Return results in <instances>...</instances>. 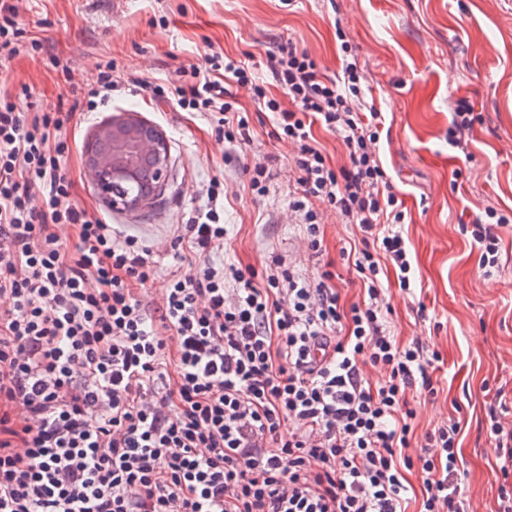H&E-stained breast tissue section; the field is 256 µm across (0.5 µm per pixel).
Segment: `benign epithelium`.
I'll use <instances>...</instances> for the list:
<instances>
[{"label": "benign epithelium", "instance_id": "1", "mask_svg": "<svg viewBox=\"0 0 512 512\" xmlns=\"http://www.w3.org/2000/svg\"><path fill=\"white\" fill-rule=\"evenodd\" d=\"M119 128L130 130L133 137L131 151L135 157L154 162V180L159 184L163 183L167 171V141L162 133L145 131L126 117H117L100 125L93 134L91 145L99 143L112 146V149L103 151L93 160L90 166L95 188L112 205H120L127 211H139L147 207L149 197L128 196L115 191L117 183L138 177V169L133 161L126 158L124 149L115 143L114 135Z\"/></svg>", "mask_w": 512, "mask_h": 512}]
</instances>
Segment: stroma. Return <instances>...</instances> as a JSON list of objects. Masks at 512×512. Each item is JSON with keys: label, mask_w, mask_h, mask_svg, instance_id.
Here are the masks:
<instances>
[{"label": "stroma", "mask_w": 512, "mask_h": 512, "mask_svg": "<svg viewBox=\"0 0 512 512\" xmlns=\"http://www.w3.org/2000/svg\"><path fill=\"white\" fill-rule=\"evenodd\" d=\"M17 22L41 46L0 66V92L25 111L73 112L64 135L69 150L62 173L74 183L77 203L111 224L116 237L138 236L157 274L148 285L160 298L173 274L186 272L189 252L170 240L178 225L205 209L211 178L224 182V245L219 265L264 268L270 254L299 274L319 262L302 240L289 202L295 191L289 169L294 150L269 135L271 114L250 87L227 84L234 111L246 113L251 140L230 144L209 115L156 100L150 86L180 73L207 74L206 57L250 58L268 97L289 107L285 91L267 69V52L292 43L306 50L321 73L341 70L336 37L344 28L380 109L382 159L401 192L408 215L402 226L416 283L397 285L388 272V325L398 341L425 342L440 360L432 374L436 395L414 391L415 434L458 422V481L482 512H496L502 476L493 470L495 449L487 431V404L496 390L512 403V223L500 227L498 267L479 265V251L463 225L486 207L512 212V0H13ZM70 62L59 77L53 58ZM110 61L122 78L111 98L88 106L98 63ZM470 101L480 121L470 154L448 143L457 98ZM130 115L158 129L169 147L170 176L157 203L138 212L109 207L85 178L87 141L112 118ZM272 159L269 191L257 195L246 167ZM462 186L454 188V171ZM329 259L342 278L343 304L359 300V286L340 251L358 230L319 207Z\"/></svg>", "instance_id": "35a3bbf8"}]
</instances>
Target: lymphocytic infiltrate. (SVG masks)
<instances>
[{
	"instance_id": "f902f5d3",
	"label": "lymphocytic infiltrate",
	"mask_w": 512,
	"mask_h": 512,
	"mask_svg": "<svg viewBox=\"0 0 512 512\" xmlns=\"http://www.w3.org/2000/svg\"><path fill=\"white\" fill-rule=\"evenodd\" d=\"M341 49L339 79L293 44L269 52L288 109L267 98L248 62L216 53L209 62L251 86L273 116L272 137L293 146L290 206L308 250H323L315 202L357 226L345 257L365 298L348 307L331 260L311 278L276 255L261 270L213 266L224 243L217 178L207 209L170 241L198 263L154 304L148 249L132 236L115 241L60 172L72 113L31 114L0 99V512H406L411 469L422 512H469L455 479L458 423L411 449L406 394L433 391L438 356L400 344L386 325L382 260L401 289L414 279L406 213L379 156L384 115L366 100L350 42ZM152 92L209 113L227 142L251 139L219 81ZM316 124L341 141L344 165L328 163ZM511 223L494 207L474 220L480 267L498 266L495 229ZM60 224L74 227L75 249Z\"/></svg>"
}]
</instances>
